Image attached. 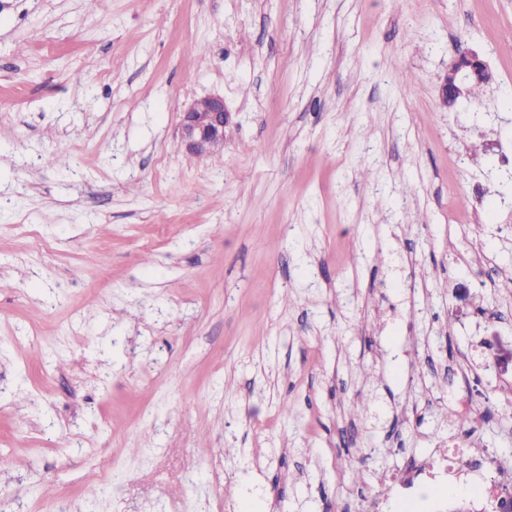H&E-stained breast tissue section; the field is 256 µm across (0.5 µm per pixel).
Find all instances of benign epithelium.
Returning a JSON list of instances; mask_svg holds the SVG:
<instances>
[{"instance_id": "obj_1", "label": "benign epithelium", "mask_w": 512, "mask_h": 512, "mask_svg": "<svg viewBox=\"0 0 512 512\" xmlns=\"http://www.w3.org/2000/svg\"><path fill=\"white\" fill-rule=\"evenodd\" d=\"M492 80L487 63L477 54L459 59L442 76L439 95L443 104L453 108L466 92V83L488 84ZM231 113L224 109V98L203 97L193 101L182 112L180 140L193 156H207L224 147V133Z\"/></svg>"}]
</instances>
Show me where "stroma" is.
Masks as SVG:
<instances>
[{
	"label": "stroma",
	"mask_w": 512,
	"mask_h": 512,
	"mask_svg": "<svg viewBox=\"0 0 512 512\" xmlns=\"http://www.w3.org/2000/svg\"><path fill=\"white\" fill-rule=\"evenodd\" d=\"M509 35L512 0H0V512L473 501L413 466L512 461ZM491 80L488 65L479 55H462L442 76L439 95L446 107L453 108L466 94L467 82L488 84ZM231 113L224 109L222 97H203L194 100L182 112L180 140L193 156H207L224 147V133L230 124Z\"/></svg>",
	"instance_id": "35a3bbf8"
}]
</instances>
